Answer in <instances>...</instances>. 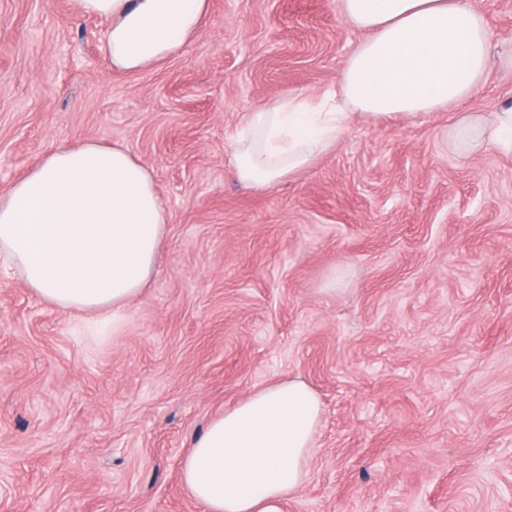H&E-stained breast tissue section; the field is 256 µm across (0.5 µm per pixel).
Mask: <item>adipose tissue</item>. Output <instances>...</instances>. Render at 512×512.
<instances>
[{
    "label": "adipose tissue",
    "instance_id": "adipose-tissue-1",
    "mask_svg": "<svg viewBox=\"0 0 512 512\" xmlns=\"http://www.w3.org/2000/svg\"><path fill=\"white\" fill-rule=\"evenodd\" d=\"M76 2L109 20L101 51L128 73L180 51L207 11V0ZM341 10L367 33L344 61V107L291 96L251 112L236 154L242 183L270 186L307 169L355 115L437 112L466 101L491 68L512 71V53L492 56L485 17L469 0H341ZM451 139L463 152L488 144L512 156V106L459 119ZM165 222L149 172L126 150L62 145L0 190V263L47 304L114 311L149 282ZM321 414L302 380L263 387L195 438L182 480L205 512H282L307 480Z\"/></svg>",
    "mask_w": 512,
    "mask_h": 512
}]
</instances>
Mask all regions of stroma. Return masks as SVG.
<instances>
[{"instance_id":"stroma-1","label":"stroma","mask_w":512,"mask_h":512,"mask_svg":"<svg viewBox=\"0 0 512 512\" xmlns=\"http://www.w3.org/2000/svg\"><path fill=\"white\" fill-rule=\"evenodd\" d=\"M494 52L512 0H472ZM75 0H0V189L63 144L124 147L168 224L113 326L0 280V512H204L193 438L291 378L322 417L284 512H512V158L455 114L355 117L314 164L239 182L250 111L335 90L339 0H209L178 53L112 71ZM512 104L492 69L460 111Z\"/></svg>"}]
</instances>
